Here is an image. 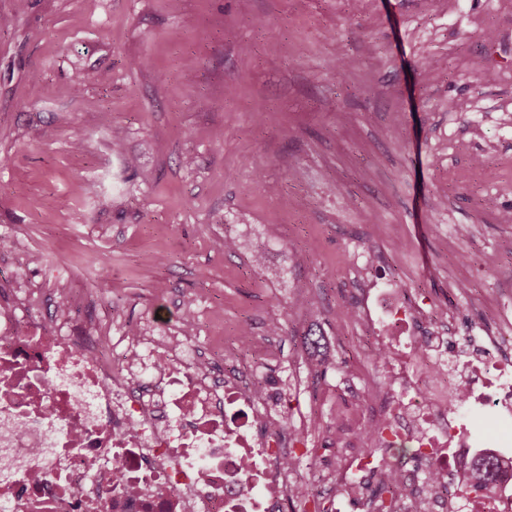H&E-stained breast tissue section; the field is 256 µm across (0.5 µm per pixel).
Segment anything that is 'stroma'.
I'll list each match as a JSON object with an SVG mask.
<instances>
[{"instance_id":"stroma-1","label":"stroma","mask_w":512,"mask_h":512,"mask_svg":"<svg viewBox=\"0 0 512 512\" xmlns=\"http://www.w3.org/2000/svg\"><path fill=\"white\" fill-rule=\"evenodd\" d=\"M1 17L0 289L74 292L109 336L100 295L122 326L191 324L225 369L240 326L258 341L281 321L263 383L309 365L293 406L331 430L302 479L362 453L355 279L452 315L463 361L512 311L502 0H0Z\"/></svg>"}]
</instances>
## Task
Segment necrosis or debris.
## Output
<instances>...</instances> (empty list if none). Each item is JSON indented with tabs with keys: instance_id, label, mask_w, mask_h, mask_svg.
I'll return each mask as SVG.
<instances>
[{
	"instance_id": "4bbe7bcc",
	"label": "necrosis or debris",
	"mask_w": 512,
	"mask_h": 512,
	"mask_svg": "<svg viewBox=\"0 0 512 512\" xmlns=\"http://www.w3.org/2000/svg\"><path fill=\"white\" fill-rule=\"evenodd\" d=\"M376 351L424 347L437 390L403 362L356 403L370 445L419 447L398 466L405 489L393 512H451L452 476L470 471L483 424L506 421L492 453L506 475L469 512H512V358L449 361L433 335H400L411 310L355 307ZM108 337L68 319L67 303L22 312L0 303V512H288L300 487L290 461L304 413H272L254 369L222 375L185 342L128 331L109 358ZM464 390L449 407V390ZM382 461L362 455L323 474L328 503L359 496ZM438 472L429 481L428 468Z\"/></svg>"
}]
</instances>
